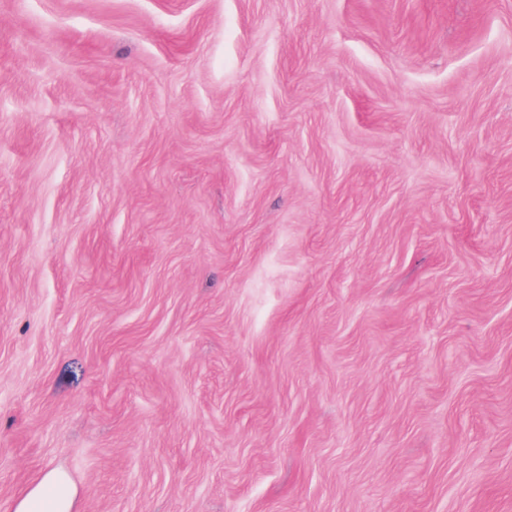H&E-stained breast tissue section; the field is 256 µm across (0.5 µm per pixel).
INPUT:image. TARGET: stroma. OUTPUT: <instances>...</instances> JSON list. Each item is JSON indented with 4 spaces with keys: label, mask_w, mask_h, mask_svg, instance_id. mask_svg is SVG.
Wrapping results in <instances>:
<instances>
[{
    "label": "stroma",
    "mask_w": 512,
    "mask_h": 512,
    "mask_svg": "<svg viewBox=\"0 0 512 512\" xmlns=\"http://www.w3.org/2000/svg\"><path fill=\"white\" fill-rule=\"evenodd\" d=\"M512 512V0H0V512ZM60 488L62 493L55 508L45 510H32L31 505L37 499H40L49 488ZM76 490L70 484L65 475L53 473L44 478V480L32 489L18 504V512H71L73 510Z\"/></svg>",
    "instance_id": "35a3bbf8"
}]
</instances>
